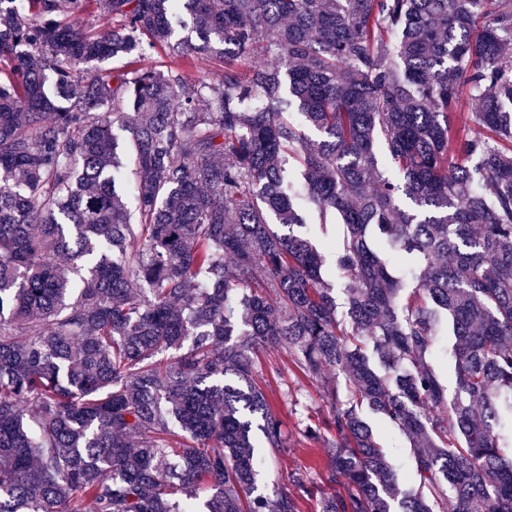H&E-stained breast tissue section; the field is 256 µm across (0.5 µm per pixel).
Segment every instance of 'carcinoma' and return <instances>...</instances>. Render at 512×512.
Here are the masks:
<instances>
[{"instance_id":"cac0c4a2","label":"carcinoma","mask_w":512,"mask_h":512,"mask_svg":"<svg viewBox=\"0 0 512 512\" xmlns=\"http://www.w3.org/2000/svg\"><path fill=\"white\" fill-rule=\"evenodd\" d=\"M265 349L329 403L320 512H512V0H0V512H302ZM450 338L449 336H445L438 348L436 353L433 355V357L430 359L431 363L437 367L440 368L443 372V380L446 385H448V394L451 396L454 392L455 388V377L453 374V364L450 360V357L448 355V349L450 344ZM449 377V381H448ZM374 435L393 464L397 475L398 483L404 485L411 480L410 457L412 448L408 439L397 429L379 424L369 417Z\"/></svg>"}]
</instances>
